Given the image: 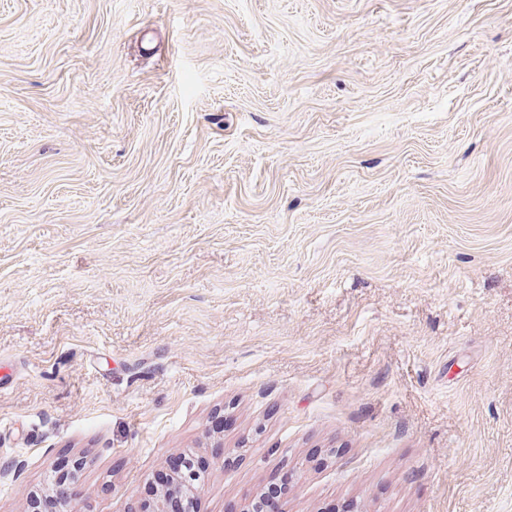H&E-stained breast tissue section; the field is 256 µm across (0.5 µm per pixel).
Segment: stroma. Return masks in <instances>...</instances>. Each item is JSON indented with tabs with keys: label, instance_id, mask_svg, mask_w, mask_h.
<instances>
[{
	"label": "stroma",
	"instance_id": "stroma-1",
	"mask_svg": "<svg viewBox=\"0 0 512 512\" xmlns=\"http://www.w3.org/2000/svg\"><path fill=\"white\" fill-rule=\"evenodd\" d=\"M512 512V0H0V512ZM174 459V458H173ZM169 462L168 471H160L155 481V487L167 486L169 479L171 478L170 472L177 473L183 479L187 481H198L199 477L202 478L201 472L197 470L195 461L186 456H178ZM199 474V477L197 476ZM198 487L183 480L173 481L164 491L154 512H169L168 503L171 497L179 496L194 503Z\"/></svg>",
	"mask_w": 512,
	"mask_h": 512
}]
</instances>
